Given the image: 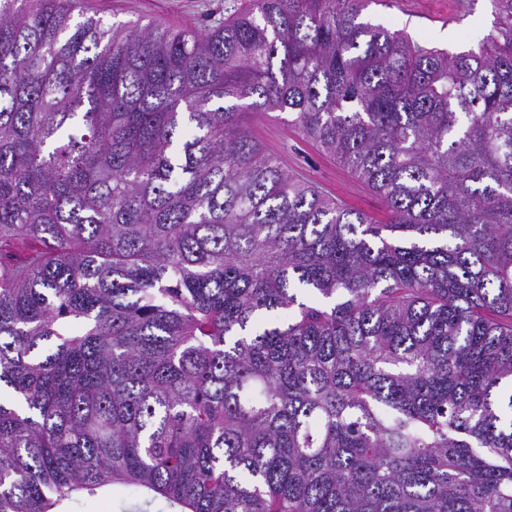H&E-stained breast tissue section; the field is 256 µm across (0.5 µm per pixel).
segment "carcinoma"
Returning a JSON list of instances; mask_svg holds the SVG:
<instances>
[{
	"label": "carcinoma",
	"mask_w": 512,
	"mask_h": 512,
	"mask_svg": "<svg viewBox=\"0 0 512 512\" xmlns=\"http://www.w3.org/2000/svg\"><path fill=\"white\" fill-rule=\"evenodd\" d=\"M368 2L0 0V512H512V0L456 54ZM78 14H96L112 22H161L174 28L204 29L235 12L242 11L248 0H72ZM278 115L252 116L250 122L262 145L280 156L288 172L303 175L348 208L384 218V205L371 187L288 127L280 119L285 115ZM119 492L114 497L111 496L103 498L92 504L85 510H93V512H156L152 505H148L144 499L136 498L122 494V489H116ZM141 508L140 510L127 511L128 509Z\"/></svg>",
	"instance_id": "cac0c4a2"
}]
</instances>
